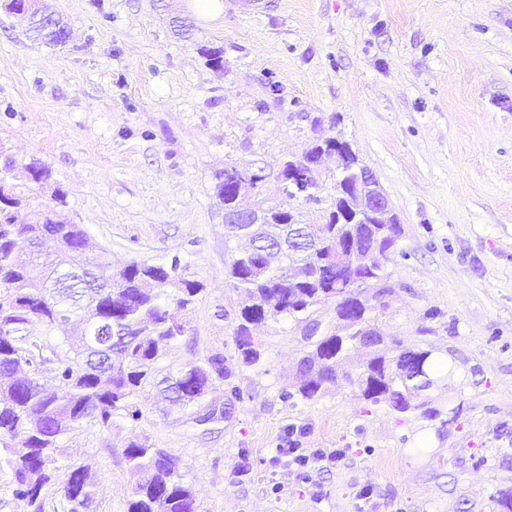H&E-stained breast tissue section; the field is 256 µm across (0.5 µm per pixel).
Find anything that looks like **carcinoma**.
Returning a JSON list of instances; mask_svg holds the SVG:
<instances>
[{
  "mask_svg": "<svg viewBox=\"0 0 512 512\" xmlns=\"http://www.w3.org/2000/svg\"><path fill=\"white\" fill-rule=\"evenodd\" d=\"M42 42L61 45L69 38L63 18ZM16 160L0 146V467L12 474L13 496L27 512H47L43 489L60 484L67 512H90L95 480L77 459L58 465L60 441L78 425L110 430L115 420L136 423L144 417L138 403L147 388L190 417L224 389L231 403L250 394L239 384L240 372L225 364L224 354L192 359L176 368H162L170 346L189 330L171 306L190 312L202 300L203 283L185 277L177 257L167 263L132 261L112 271L103 254L87 251L86 233L65 214V193L53 192L52 204L30 209L29 196L13 183ZM27 180L41 186L51 170L33 161L25 165ZM219 177L215 196L224 209L241 206L246 189ZM323 224L281 223L284 214L269 209L270 223L253 227L252 238L269 251L230 250L226 279L241 302L235 311L232 341L243 368L265 367L262 344L253 329L276 312L301 331L322 322L320 306L334 301L322 335L298 337L295 372L280 399L297 405L326 394L342 381L357 387L363 399L395 414L420 412L434 420L441 411L428 391L437 381L432 349L404 348L387 336L371 313L394 294L379 257L395 249L398 224H344L336 212L345 200L336 198ZM311 239L312 246L292 251L288 229ZM55 245L53 258L39 264L36 248ZM352 254L334 261L336 247ZM371 295L365 294L369 285ZM77 318L75 337L44 340L61 312ZM366 358L353 364L351 351ZM135 477L128 512H198L195 490L168 452L149 442L132 440L122 452Z\"/></svg>",
  "mask_w": 512,
  "mask_h": 512,
  "instance_id": "obj_1",
  "label": "carcinoma"
}]
</instances>
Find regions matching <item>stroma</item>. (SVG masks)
<instances>
[{
  "mask_svg": "<svg viewBox=\"0 0 512 512\" xmlns=\"http://www.w3.org/2000/svg\"><path fill=\"white\" fill-rule=\"evenodd\" d=\"M71 36L29 39L0 10V144L52 171L36 203L65 211L113 269L179 257L204 283L190 331L167 356L215 352L236 365L239 297L225 275L216 173L263 170L248 203L324 223L336 163L322 157L316 200L289 196L280 171L328 137L375 174L402 233L382 263L399 292L378 316L405 346L432 348L452 371L429 395L454 422L397 416L332 389L297 405L280 392L299 344L278 316L255 334L265 370L210 427L164 415L62 440L97 482L94 512H127L129 440L167 449L194 485L199 512H501L512 492V0H48ZM189 18V37L172 17ZM222 49L212 68L201 50ZM298 430L307 466L271 464ZM340 457H333V450ZM248 451L253 473L234 468Z\"/></svg>",
  "mask_w": 512,
  "mask_h": 512,
  "instance_id": "obj_1",
  "label": "stroma"
}]
</instances>
